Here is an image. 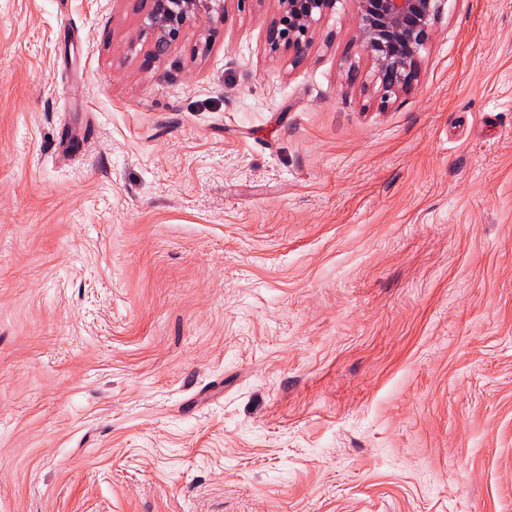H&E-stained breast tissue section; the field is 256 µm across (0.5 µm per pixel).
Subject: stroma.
<instances>
[{
    "label": "stroma",
    "instance_id": "35a3bbf8",
    "mask_svg": "<svg viewBox=\"0 0 512 512\" xmlns=\"http://www.w3.org/2000/svg\"><path fill=\"white\" fill-rule=\"evenodd\" d=\"M224 5L0 0V512H512V0ZM145 26L153 35V51L164 54L180 33L203 18L214 23L224 17L223 0H150ZM278 21L271 33L274 49L280 45L299 57L310 43L316 16L331 9L336 0H277ZM354 40L374 68L377 93L387 102L407 91L418 74V56L432 39L446 0H353Z\"/></svg>",
    "mask_w": 512,
    "mask_h": 512
}]
</instances>
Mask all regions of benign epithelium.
<instances>
[{
	"instance_id": "obj_1",
	"label": "benign epithelium",
	"mask_w": 512,
	"mask_h": 512,
	"mask_svg": "<svg viewBox=\"0 0 512 512\" xmlns=\"http://www.w3.org/2000/svg\"><path fill=\"white\" fill-rule=\"evenodd\" d=\"M145 26L153 35V51L165 53L180 33L202 19L224 17V0H150ZM278 21L271 33L274 49L284 45L300 56L310 43L316 16L336 0H277ZM354 40L374 68L382 102L407 91L418 74V56L432 39L446 0H353Z\"/></svg>"
}]
</instances>
